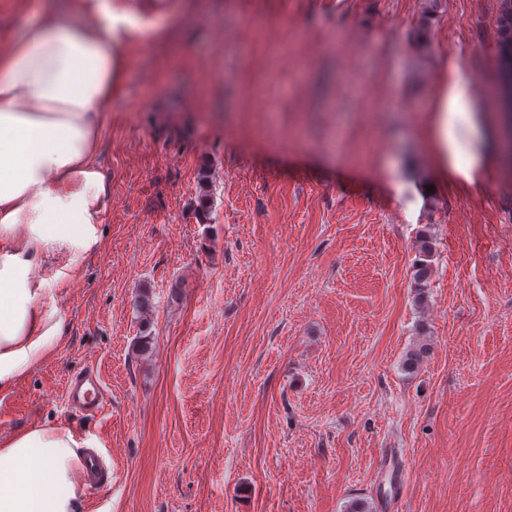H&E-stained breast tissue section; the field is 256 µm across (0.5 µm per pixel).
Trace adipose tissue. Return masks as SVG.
Instances as JSON below:
<instances>
[{"label": "adipose tissue", "instance_id": "adipose-tissue-1", "mask_svg": "<svg viewBox=\"0 0 512 512\" xmlns=\"http://www.w3.org/2000/svg\"><path fill=\"white\" fill-rule=\"evenodd\" d=\"M84 28L45 12L0 54V392L50 359L63 336L64 289L44 304L36 265L101 243L108 187L97 163L104 110L124 73L119 42L137 20L100 0ZM476 92L457 63L436 80L431 148L443 181L477 186L489 164ZM67 427L39 425L0 440V512H83L88 473Z\"/></svg>", "mask_w": 512, "mask_h": 512}]
</instances>
